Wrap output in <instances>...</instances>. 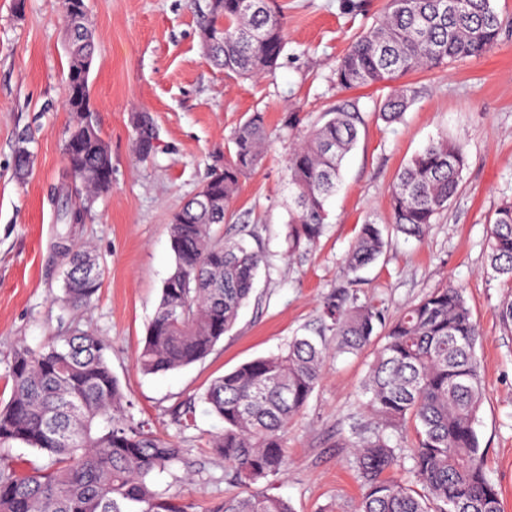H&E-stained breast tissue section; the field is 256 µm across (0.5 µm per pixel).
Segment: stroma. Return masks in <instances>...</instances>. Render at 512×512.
Masks as SVG:
<instances>
[{
    "mask_svg": "<svg viewBox=\"0 0 512 512\" xmlns=\"http://www.w3.org/2000/svg\"><path fill=\"white\" fill-rule=\"evenodd\" d=\"M288 45L273 77L256 85L225 78L204 58L198 12L191 0H86L98 51L92 99L112 152V187L98 196L76 242L93 247L102 286L83 306L67 309L64 259L54 248L65 161L62 140L66 29L59 0H0V400H8L5 372L19 345L38 347L71 328L109 339L107 360L135 419L177 441L183 459L161 486L212 512L230 486L224 461L209 449L224 423L200 399L216 377L258 357L280 352L313 327L323 298L356 282L390 314L448 284L463 289L482 336L477 346L486 398L477 432L489 475L512 512V330L498 308L512 290L494 278L487 241L490 218L512 198V0H493L503 19L499 44L487 56L448 63L406 77L413 102L401 122L378 116L373 87L344 90L333 70L356 33L380 16L385 0H278ZM356 105L364 122L347 155L342 184L328 202L318 247L289 254L286 165L293 134L286 113L305 120ZM266 115V156L245 178L224 238L251 237L268 264L232 330L203 361L165 373L136 366L164 280L174 267L169 224L224 155L232 132L251 113ZM147 117L154 150L136 148L137 119ZM461 140L462 187L424 241L386 233L380 258L351 278L344 258L365 221L390 220V195L399 169L439 135ZM35 155L25 179L13 171L20 138ZM374 348L339 357L288 431L283 474L257 490L288 499L294 512H356L361 490L352 445L375 417L362 390ZM193 403L194 424L176 413Z\"/></svg>",
    "mask_w": 512,
    "mask_h": 512,
    "instance_id": "stroma-1",
    "label": "stroma"
}]
</instances>
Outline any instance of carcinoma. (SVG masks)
<instances>
[{"label": "carcinoma", "mask_w": 512, "mask_h": 512, "mask_svg": "<svg viewBox=\"0 0 512 512\" xmlns=\"http://www.w3.org/2000/svg\"><path fill=\"white\" fill-rule=\"evenodd\" d=\"M69 30L66 107L71 120L62 152L73 199L62 205L73 239L96 196L112 184V155L100 133L89 75L96 37L90 24ZM204 56L225 76L256 82L273 75L286 48L285 16L276 0H205L198 10ZM503 21L491 0H387L383 14L359 32L339 59L336 85L387 90L379 115L400 121L412 102L406 76L457 59L481 57L497 45ZM360 113L326 112L294 144L287 164L289 250L315 248L324 233L327 200L336 192L345 156L359 136ZM270 140L264 113L253 112L231 138L233 149L216 162L200 190L171 217L174 269L164 281L136 363L153 374L205 359L235 325L249 301L266 254L242 240H223L240 184L261 165ZM13 165L24 178L33 166L27 141ZM466 167L464 144L439 136L396 175L391 228L421 241L457 195ZM381 228L361 225L345 257L356 273L378 259ZM490 267L512 284V201L495 210L488 239ZM63 302L78 307L101 286L96 257L81 246L62 253ZM481 337L463 289L435 288L400 314L354 288H336L323 300L311 335L294 336L276 355L247 362L213 380L202 394L224 422L211 448L224 459V480L250 487L284 472L286 435L302 415L327 369L382 339L364 382L377 421L352 446L363 486L357 512H503L500 491L487 472L476 425L485 400L477 345ZM109 341L73 330L37 349L21 346L8 366L11 395L0 405V512H190L191 505L159 489L183 448L134 421L112 373ZM414 430L409 448L390 435ZM19 444L35 460L11 455ZM409 460L411 480L393 476ZM213 512H293L289 501L267 492L224 496Z\"/></svg>", "instance_id": "1"}]
</instances>
